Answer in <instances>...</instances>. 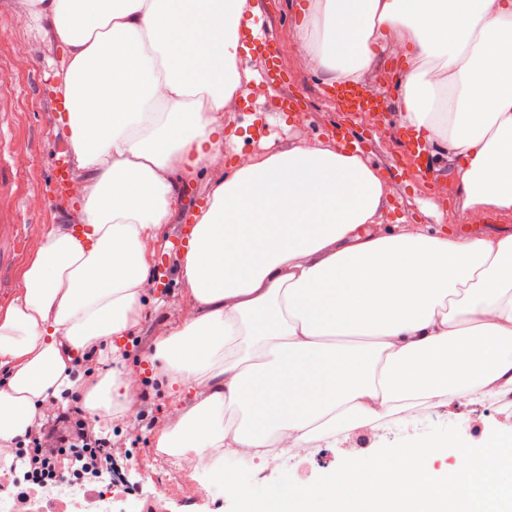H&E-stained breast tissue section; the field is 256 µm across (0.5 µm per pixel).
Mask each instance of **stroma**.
<instances>
[{"label": "stroma", "mask_w": 512, "mask_h": 512, "mask_svg": "<svg viewBox=\"0 0 512 512\" xmlns=\"http://www.w3.org/2000/svg\"><path fill=\"white\" fill-rule=\"evenodd\" d=\"M308 0H251L263 16L272 34L275 57L280 60L283 90L266 84L255 87L243 102L234 122L246 132V148L259 150L260 140L285 148L302 137L335 139L344 128L364 137L365 148L373 163L382 170L393 189L387 219L403 218L410 224L429 225L445 232H457L459 238H488L512 228V213L489 212L482 227H472L470 214L456 204L454 182L430 183L412 165L404 142L410 129L401 127L397 117L373 130H362L336 103L323 99L315 91L318 78L296 61L293 24L300 21L301 6ZM7 35L0 39V122L11 130L13 173L24 196L22 203L12 197L0 198V214L18 215L26 226L27 251L35 253L39 245L36 230L40 225L68 226L72 216L52 209L47 195L58 158L68 152L69 144L51 123V100L59 93L67 59L66 46L56 37L49 17L34 18L27 0H0V29ZM297 98L300 109L290 117H281L278 101L281 91ZM180 231L179 221L163 225L153 246L152 274L164 277L165 287L149 284L151 296L165 300L155 308L146 305L139 325L128 336L126 350L130 362L141 361L150 353L157 338L167 335L179 316L189 309L188 296L179 276L181 253L172 249ZM151 407L147 414H134L107 423L106 434L123 441L129 454L119 465L127 471L135 489L149 493L157 477L173 476L180 462L166 457L156 448L157 430L173 421L182 403L159 388L148 391ZM465 424L470 444L485 443L489 430L512 432V395L481 404L453 403L425 410L424 414L403 428L372 429L354 432L344 442L331 448H311L305 456L286 454L282 466L273 470L257 465L249 477L253 483L266 485L289 473L296 482H314L320 475L334 471L346 458L366 457L380 447L421 434L431 425Z\"/></svg>", "instance_id": "1"}]
</instances>
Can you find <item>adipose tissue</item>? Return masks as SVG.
Returning a JSON list of instances; mask_svg holds the SVG:
<instances>
[{
  "instance_id": "obj_1",
  "label": "adipose tissue",
  "mask_w": 512,
  "mask_h": 512,
  "mask_svg": "<svg viewBox=\"0 0 512 512\" xmlns=\"http://www.w3.org/2000/svg\"><path fill=\"white\" fill-rule=\"evenodd\" d=\"M68 49L62 135L82 181L77 224L41 227L0 309V458L50 407L132 412L144 381L115 340L140 322L153 244L185 177L223 170L181 259L193 312L148 361L191 393L157 436L223 459L216 492L260 493L263 463L423 405L512 394V235L466 240L385 225L378 167L331 142L244 152L225 136L257 79L241 57L249 0H29ZM303 66L371 81L376 43L402 53L400 115L452 163L460 210L512 211V0H309ZM96 351L89 390L71 373Z\"/></svg>"
}]
</instances>
